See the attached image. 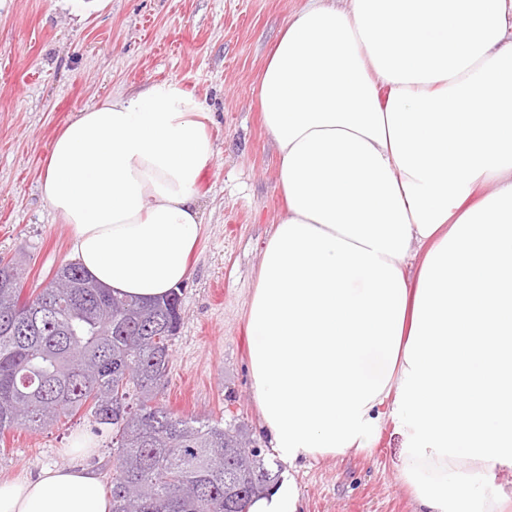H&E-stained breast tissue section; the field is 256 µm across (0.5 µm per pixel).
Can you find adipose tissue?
Wrapping results in <instances>:
<instances>
[{
	"label": "adipose tissue",
	"instance_id": "obj_1",
	"mask_svg": "<svg viewBox=\"0 0 512 512\" xmlns=\"http://www.w3.org/2000/svg\"><path fill=\"white\" fill-rule=\"evenodd\" d=\"M285 211L248 305L261 426L289 465L400 438L414 512H512V0H307L258 85ZM206 104L172 81L70 121L41 185L118 296L190 274ZM0 512H112L84 466Z\"/></svg>",
	"mask_w": 512,
	"mask_h": 512
}]
</instances>
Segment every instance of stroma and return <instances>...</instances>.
Wrapping results in <instances>:
<instances>
[{
    "instance_id": "stroma-1",
    "label": "stroma",
    "mask_w": 512,
    "mask_h": 512,
    "mask_svg": "<svg viewBox=\"0 0 512 512\" xmlns=\"http://www.w3.org/2000/svg\"><path fill=\"white\" fill-rule=\"evenodd\" d=\"M307 0H0V257H24L23 295L73 262L69 228L43 199L50 146L79 112L175 81L203 100L215 158L198 182L201 224L182 323L160 403L180 417L242 426L300 496L301 512H414L397 477L399 441L355 455L280 462L261 432L248 369L247 303L284 201L278 155L257 99L271 46ZM95 434L83 459L109 484L111 432L77 414L0 437V480L68 467L71 438Z\"/></svg>"
}]
</instances>
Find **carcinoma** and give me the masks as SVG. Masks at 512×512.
<instances>
[{"label":"carcinoma","mask_w":512,"mask_h":512,"mask_svg":"<svg viewBox=\"0 0 512 512\" xmlns=\"http://www.w3.org/2000/svg\"><path fill=\"white\" fill-rule=\"evenodd\" d=\"M20 281L19 264L0 259V435L88 407L112 429L113 512L244 510L278 483L240 428L158 402L182 320L178 293L116 297L77 263L28 299ZM129 484L140 494L128 495Z\"/></svg>","instance_id":"carcinoma-1"}]
</instances>
